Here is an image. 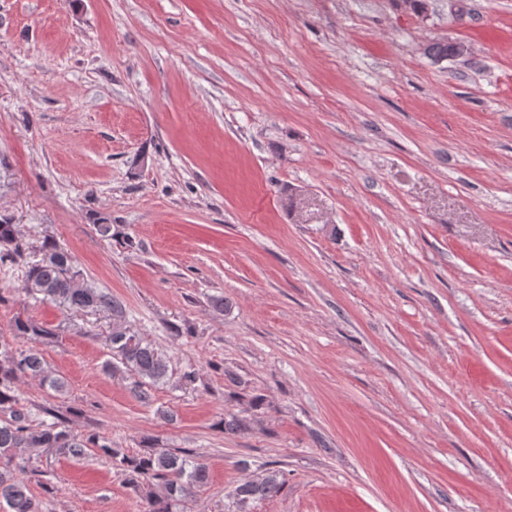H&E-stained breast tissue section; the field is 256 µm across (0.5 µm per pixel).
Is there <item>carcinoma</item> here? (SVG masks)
I'll list each match as a JSON object with an SVG mask.
<instances>
[{
    "label": "carcinoma",
    "instance_id": "obj_1",
    "mask_svg": "<svg viewBox=\"0 0 512 512\" xmlns=\"http://www.w3.org/2000/svg\"><path fill=\"white\" fill-rule=\"evenodd\" d=\"M462 44L437 41L426 46L430 59L441 61L461 55ZM42 258L28 267L27 283L46 298L72 307H96L112 312V335L109 342L113 363L110 371L125 369L134 377L132 391L144 403L151 400L149 387L166 381L168 361L148 340L125 325L122 304L90 284H76L72 272L73 257L46 243L41 247ZM21 254L16 247V228L0 222V263L17 262ZM18 336H49L51 332L28 321L14 324ZM29 375L42 381L56 393L65 382L49 374L42 358L33 351L16 352L9 341L0 337V512H39V504L19 473L25 471L34 457L53 451L60 455L81 458L98 451L112 458V464L127 473L144 494L145 512H175L177 506L209 482V470L200 459L191 460L184 451L172 448H150L140 455H129L114 448L95 435H81L55 424L34 430L29 415L18 407L14 384L18 375ZM285 484L281 470L268 469L256 480H247L233 492L237 512H248L257 501L278 494Z\"/></svg>",
    "mask_w": 512,
    "mask_h": 512
}]
</instances>
